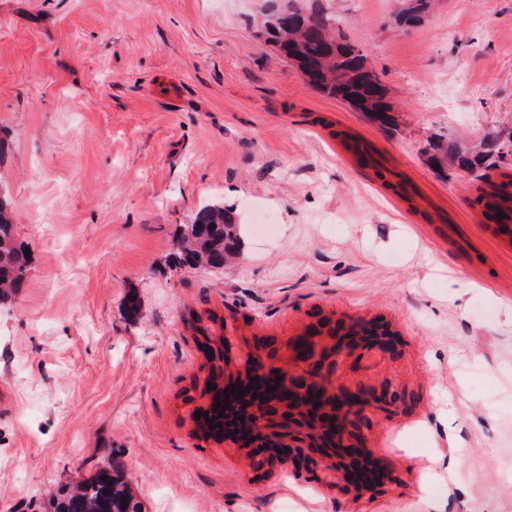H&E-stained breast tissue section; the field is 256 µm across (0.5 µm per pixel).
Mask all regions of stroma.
I'll return each instance as SVG.
<instances>
[{"instance_id":"stroma-1","label":"stroma","mask_w":512,"mask_h":512,"mask_svg":"<svg viewBox=\"0 0 512 512\" xmlns=\"http://www.w3.org/2000/svg\"><path fill=\"white\" fill-rule=\"evenodd\" d=\"M321 5L368 55L396 121L312 89L258 31ZM0 0V187L28 281L0 306V512L121 459L145 512H512V239L443 174L436 134L512 139V0ZM233 207L243 255L174 265L183 225ZM138 314H130L128 297ZM218 315L225 371L316 316L377 320L401 355L339 381L405 393L366 448L376 492L258 468L203 439L209 366L190 314ZM458 458L454 471L436 460Z\"/></svg>"}]
</instances>
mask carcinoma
Listing matches in <instances>:
<instances>
[{"label":"carcinoma","mask_w":512,"mask_h":512,"mask_svg":"<svg viewBox=\"0 0 512 512\" xmlns=\"http://www.w3.org/2000/svg\"><path fill=\"white\" fill-rule=\"evenodd\" d=\"M431 7V0H408L400 13V20L416 22L422 19ZM266 34L278 46V52L288 59L305 77L314 89L347 102L358 112L380 115L388 123L395 122L393 105L387 99V90L378 73L369 67L368 57L361 48L350 42L341 31L336 18L322 9L310 13L301 11L279 12L269 19ZM434 159L443 158L458 169L472 173L492 164V160L512 158V140L492 141L483 147L476 157H467L460 152L457 141L444 135H437L433 144ZM512 178L501 182L488 194L477 198L483 206V214L489 221L499 224L498 231L512 236V227L501 224L498 213H512ZM243 244L242 228L236 224L235 216L220 205H206L195 214L191 224L183 225L180 235V249L175 257V266L180 269L208 267L215 270L224 268V263L241 255ZM30 258L23 248L17 246L15 224L11 203L7 195L0 193V303L18 293L27 283ZM202 336L201 351L207 354L211 363V384L215 388L207 391L209 406L201 409L213 420L215 427L206 422L208 418L197 419V428L203 437L216 441L226 439L237 442L235 436H224V418L214 410L215 397L224 396L245 376L263 386L269 381L258 376L263 367L258 355L253 352L244 358L243 372L228 377V382L219 385L224 369L219 362L225 361L224 343H212L207 330L199 327ZM293 359H308L313 355V343L304 335L296 337L289 345ZM107 479H101V476ZM110 494H104V490ZM127 506H122V503ZM40 512H143L142 505L128 491L124 465L117 459L105 462L93 475L71 485L63 483L55 493L39 505Z\"/></svg>","instance_id":"obj_1"}]
</instances>
